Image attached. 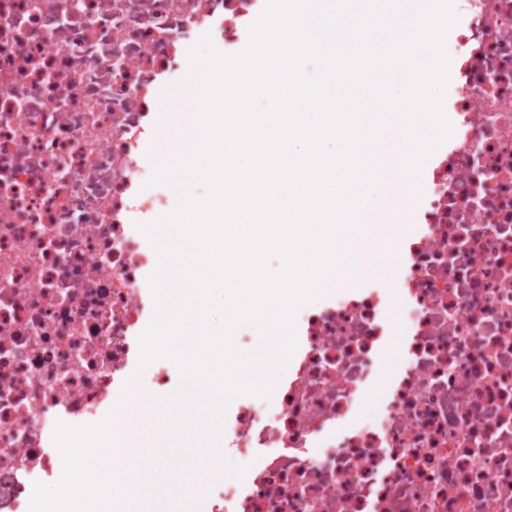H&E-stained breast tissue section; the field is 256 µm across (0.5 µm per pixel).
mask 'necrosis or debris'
<instances>
[{"mask_svg":"<svg viewBox=\"0 0 512 512\" xmlns=\"http://www.w3.org/2000/svg\"><path fill=\"white\" fill-rule=\"evenodd\" d=\"M267 0H0V512L61 480L58 425L153 388L154 149L167 76L209 39L237 55ZM451 134L432 143L395 289L309 309L266 411L224 420L240 462L201 512H512V0H464ZM378 426L336 425L385 345Z\"/></svg>","mask_w":512,"mask_h":512,"instance_id":"4bbe7bcc","label":"necrosis or debris"}]
</instances>
